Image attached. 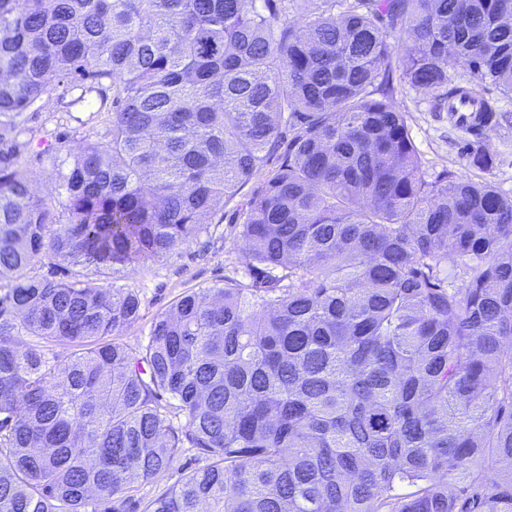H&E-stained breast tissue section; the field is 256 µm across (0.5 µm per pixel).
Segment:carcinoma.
Instances as JSON below:
<instances>
[{
	"label": "carcinoma",
	"mask_w": 512,
	"mask_h": 512,
	"mask_svg": "<svg viewBox=\"0 0 512 512\" xmlns=\"http://www.w3.org/2000/svg\"><path fill=\"white\" fill-rule=\"evenodd\" d=\"M68 75L114 109L42 151L40 197L21 138ZM406 88L497 126L512 0H0V512H130L186 447L208 464L145 512H512V196L426 172ZM284 139L252 282L116 341L141 301L114 275L207 234Z\"/></svg>",
	"instance_id": "carcinoma-1"
}]
</instances>
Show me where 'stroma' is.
I'll use <instances>...</instances> for the list:
<instances>
[{
	"label": "stroma",
	"mask_w": 512,
	"mask_h": 512,
	"mask_svg": "<svg viewBox=\"0 0 512 512\" xmlns=\"http://www.w3.org/2000/svg\"><path fill=\"white\" fill-rule=\"evenodd\" d=\"M81 89L78 82L55 85L29 111L30 142L22 154V163L39 195L51 194L57 182L55 168L41 154V140L61 139L76 146L94 136L102 126V114L78 103ZM395 104L408 116L412 136L428 172L447 168L460 177L489 181L502 193L512 195L511 98L499 99L506 120L478 138L451 126L446 113L430 111L428 104L415 94H397ZM473 146L491 154L493 161L488 170L470 167L467 154ZM282 161L281 154H273L240 194L220 211L218 220L210 224L208 234L200 242L176 248L166 263L135 265L117 274L115 286L134 289L141 300L140 318L121 335L122 343L131 346L147 343L156 319L170 312L185 293L223 283L228 277L249 281L239 226L247 202L261 194ZM202 464L197 449H181L172 469L147 480L134 481L128 494L142 510L149 501L176 485L184 474Z\"/></svg>",
	"instance_id": "35a3bbf8"
}]
</instances>
